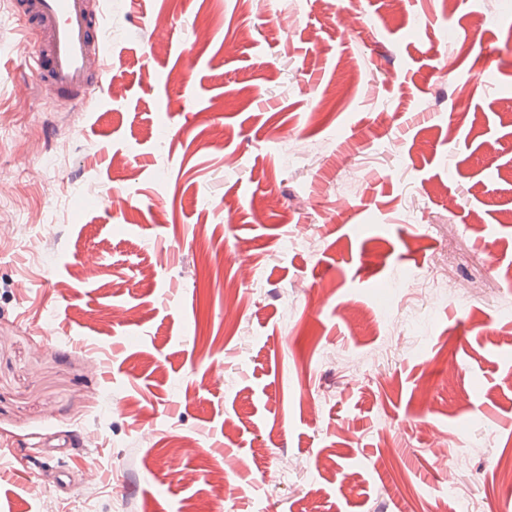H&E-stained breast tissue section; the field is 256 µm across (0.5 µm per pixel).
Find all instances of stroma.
I'll return each instance as SVG.
<instances>
[{"mask_svg": "<svg viewBox=\"0 0 512 512\" xmlns=\"http://www.w3.org/2000/svg\"><path fill=\"white\" fill-rule=\"evenodd\" d=\"M103 23L73 111L0 0V512H512V0Z\"/></svg>", "mask_w": 512, "mask_h": 512, "instance_id": "obj_1", "label": "stroma"}]
</instances>
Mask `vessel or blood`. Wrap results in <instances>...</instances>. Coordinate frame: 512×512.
Returning a JSON list of instances; mask_svg holds the SVG:
<instances>
[{
    "label": "vessel or blood",
    "mask_w": 512,
    "mask_h": 512,
    "mask_svg": "<svg viewBox=\"0 0 512 512\" xmlns=\"http://www.w3.org/2000/svg\"><path fill=\"white\" fill-rule=\"evenodd\" d=\"M23 12L35 35L14 44V52L34 63L37 80L60 105L79 107L87 87L106 73L101 18L89 0H24Z\"/></svg>",
    "instance_id": "vessel-or-blood-1"
}]
</instances>
